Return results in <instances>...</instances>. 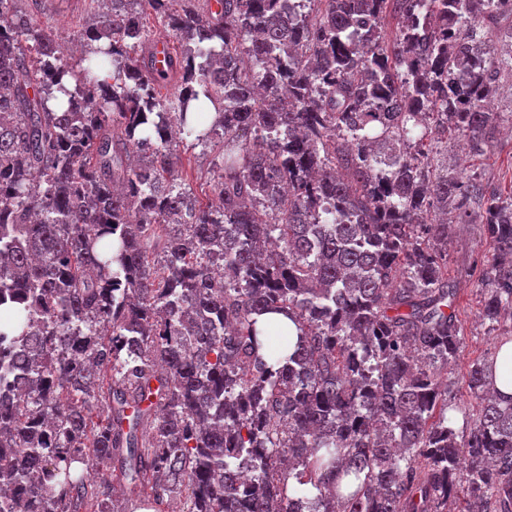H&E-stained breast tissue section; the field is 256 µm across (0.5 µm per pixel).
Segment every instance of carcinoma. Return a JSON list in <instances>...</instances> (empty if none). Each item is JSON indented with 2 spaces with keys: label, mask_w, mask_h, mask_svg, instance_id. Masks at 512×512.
Segmentation results:
<instances>
[{
  "label": "carcinoma",
  "mask_w": 512,
  "mask_h": 512,
  "mask_svg": "<svg viewBox=\"0 0 512 512\" xmlns=\"http://www.w3.org/2000/svg\"><path fill=\"white\" fill-rule=\"evenodd\" d=\"M0 0V512H512L497 360L463 346L448 204L512 319V190L484 155L512 0H96L80 64ZM152 15L181 51L156 74ZM398 33L384 36V20ZM177 79V89L161 87ZM214 155L202 204L180 144ZM278 314L294 325L258 327ZM507 121L500 125L495 132L493 148L488 153L474 161L468 160L457 137L448 136V154L444 151L442 158V173L448 167V175L457 176L462 171L476 172L485 182L498 188H507L512 180V136L505 132Z\"/></svg>",
  "instance_id": "obj_1"
}]
</instances>
